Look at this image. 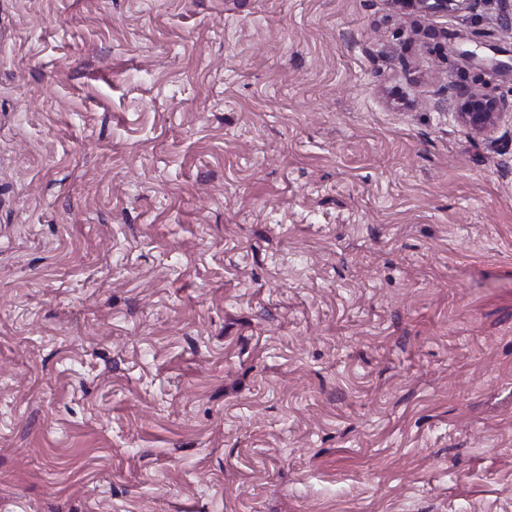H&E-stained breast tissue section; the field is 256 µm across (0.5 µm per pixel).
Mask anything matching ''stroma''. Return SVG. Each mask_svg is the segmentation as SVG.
Listing matches in <instances>:
<instances>
[{"mask_svg":"<svg viewBox=\"0 0 512 512\" xmlns=\"http://www.w3.org/2000/svg\"><path fill=\"white\" fill-rule=\"evenodd\" d=\"M502 0H0V512H512ZM474 0H394V2L403 10H421L448 12L450 5H455L457 9H466ZM455 114L470 133L485 138L494 134L506 114L512 118L511 112H503L500 102L475 88L460 93Z\"/></svg>","mask_w":512,"mask_h":512,"instance_id":"1","label":"stroma"}]
</instances>
